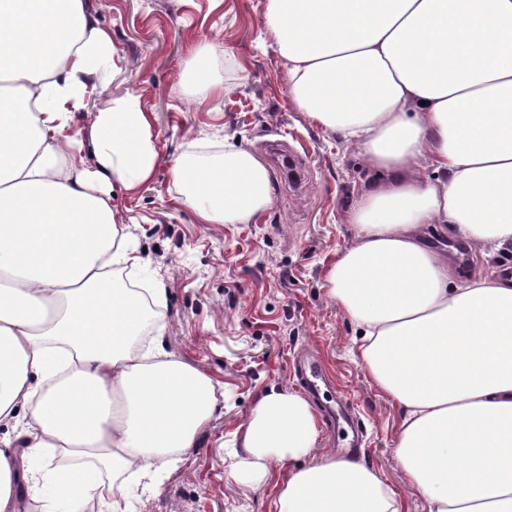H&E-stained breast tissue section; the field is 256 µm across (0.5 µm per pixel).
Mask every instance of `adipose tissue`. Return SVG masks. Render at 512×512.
Here are the masks:
<instances>
[{"instance_id":"adipose-tissue-1","label":"adipose tissue","mask_w":512,"mask_h":512,"mask_svg":"<svg viewBox=\"0 0 512 512\" xmlns=\"http://www.w3.org/2000/svg\"><path fill=\"white\" fill-rule=\"evenodd\" d=\"M265 26L300 111L377 174L326 280L374 384L405 411L411 487L428 512H512V278L456 286L420 234L512 247V0H268ZM215 57L190 43L184 75L206 97L224 90ZM114 64L84 0H0V423L12 427L0 512H126L118 476L157 488L224 396L166 352L165 289L110 280L146 265L113 190L135 191L159 161L152 116L129 93L93 115L97 167L84 166L72 124ZM171 172L202 224H250L272 203L266 167L229 142ZM148 330L151 348L131 351ZM321 433L307 398L268 390L229 466L276 483V512H403L376 470L313 458Z\"/></svg>"}]
</instances>
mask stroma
<instances>
[{
	"mask_svg": "<svg viewBox=\"0 0 512 512\" xmlns=\"http://www.w3.org/2000/svg\"><path fill=\"white\" fill-rule=\"evenodd\" d=\"M110 30L116 67L91 112L128 93L153 116L159 162L153 178L118 194L121 223L167 292L160 322L174 358L221 381L224 399L203 426L189 460L131 512H273L274 485L252 486L224 463L259 397L270 388L301 389L296 355L312 350L326 385L307 392L322 422L319 453L344 440L329 407L347 400L358 436L352 456L401 494L404 512H427L396 454L402 409L373 384L354 356L359 332L328 293L326 270L355 241L349 212L369 182L357 148L301 112L289 95L288 69L264 26L267 0H86ZM215 44L224 80L220 98H199L177 75L188 40ZM250 149L268 169L272 203L256 224H201L178 204L173 157H210L225 143ZM428 244L448 257L454 283L512 275V250L474 258L450 253L447 236Z\"/></svg>",
	"mask_w": 512,
	"mask_h": 512,
	"instance_id": "1",
	"label": "stroma"
}]
</instances>
